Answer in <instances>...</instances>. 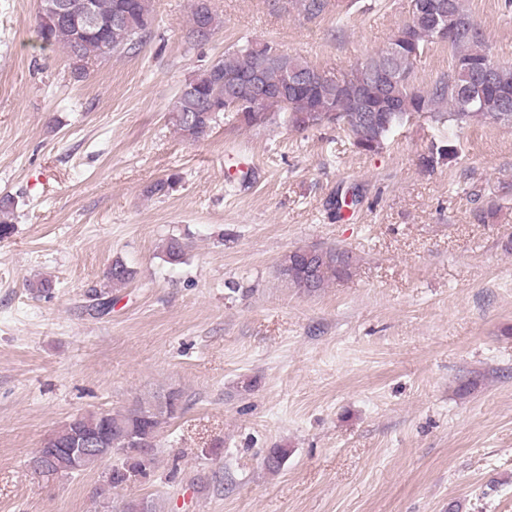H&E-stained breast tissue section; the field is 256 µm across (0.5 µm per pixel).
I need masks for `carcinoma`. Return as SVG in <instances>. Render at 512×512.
Instances as JSON below:
<instances>
[{"instance_id":"carcinoma-1","label":"carcinoma","mask_w":512,"mask_h":512,"mask_svg":"<svg viewBox=\"0 0 512 512\" xmlns=\"http://www.w3.org/2000/svg\"><path fill=\"white\" fill-rule=\"evenodd\" d=\"M422 0H411V19L393 36L389 46L366 56L350 71L330 75L310 65L301 57L285 53L270 43L248 42L224 53V58L200 70L188 79L190 90L176 94L169 120L186 140H198L211 129L215 114L229 112L247 127H261L282 115L288 126L299 130L314 127L310 115L315 112L328 124L344 128L361 151L375 153L398 127L414 119L446 122L461 128L473 121H489L512 127V66L497 64L494 78L484 85L472 102L465 99L480 70L494 62L485 32L473 20L463 0H442L445 14L444 30L439 32L429 24L420 8ZM98 25L89 34L77 32L74 24L64 18L37 15L36 35L44 44L61 46L72 60L78 76L86 74L85 64L107 54L132 49L152 32L154 24L151 0H95ZM330 0H300L302 11L309 17L325 14ZM209 25V34L221 26V19L209 0H197L189 19L190 33L202 41L206 34L197 28L199 21ZM436 42L448 44L453 65L448 75L426 90L414 86L411 73L413 61L424 49ZM299 68L311 74L303 85L288 91V104L253 108L234 100L233 91L224 78L233 76L260 78L268 87L279 86L285 71ZM457 154L453 141L435 147L421 163L432 166L440 159ZM15 200L0 197V241L14 233L11 222ZM186 245L172 237L163 244V252L171 263L180 262ZM313 254L292 250L282 256L277 265L278 276L290 287L305 294H314L335 281L352 274L355 260L340 247L311 246ZM134 272L123 261L112 262L107 278L113 288H123ZM177 414L169 397L153 403H137L112 415L89 413L71 420L54 432L58 447L66 448L76 427L88 432H101L112 425L113 440L125 446L122 429H131L150 450L157 448L160 426ZM153 461V455L126 457L122 467L112 469L109 487L121 485L126 478L124 469L143 472Z\"/></svg>"}]
</instances>
